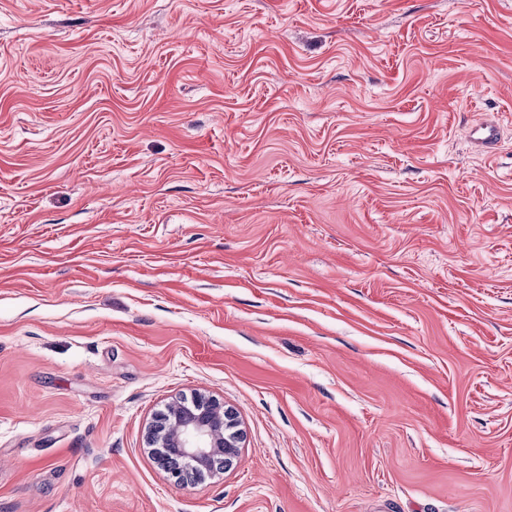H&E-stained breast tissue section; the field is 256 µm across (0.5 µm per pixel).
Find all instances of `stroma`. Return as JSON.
Segmentation results:
<instances>
[{"instance_id": "35a3bbf8", "label": "stroma", "mask_w": 512, "mask_h": 512, "mask_svg": "<svg viewBox=\"0 0 512 512\" xmlns=\"http://www.w3.org/2000/svg\"><path fill=\"white\" fill-rule=\"evenodd\" d=\"M0 512H512V0H0ZM472 139L486 152L489 153L500 139L499 130L488 123H479L470 129ZM171 418L175 434L171 437L155 430L150 438L154 451H164L175 448L178 456L190 463V468L171 470V477L176 483L185 484L190 478L187 472L194 475L192 469L214 470L224 466V470L233 464L236 448L241 439V432L235 440L225 441L224 433L236 426L233 413L215 400L201 399L193 407L173 405ZM235 440V441H234ZM218 458H224V463L217 464Z\"/></svg>"}]
</instances>
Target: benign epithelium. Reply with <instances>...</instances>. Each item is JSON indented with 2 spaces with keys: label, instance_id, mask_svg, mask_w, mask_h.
Instances as JSON below:
<instances>
[{
  "label": "benign epithelium",
  "instance_id": "obj_1",
  "mask_svg": "<svg viewBox=\"0 0 512 512\" xmlns=\"http://www.w3.org/2000/svg\"><path fill=\"white\" fill-rule=\"evenodd\" d=\"M171 418L175 434L154 431L150 438L153 450L174 448L178 456L190 463L187 470L170 471L175 482L185 484L195 471L228 469L233 464L238 441L225 440L224 433L236 426L233 414L215 400L202 399L191 407L173 406Z\"/></svg>",
  "mask_w": 512,
  "mask_h": 512
}]
</instances>
